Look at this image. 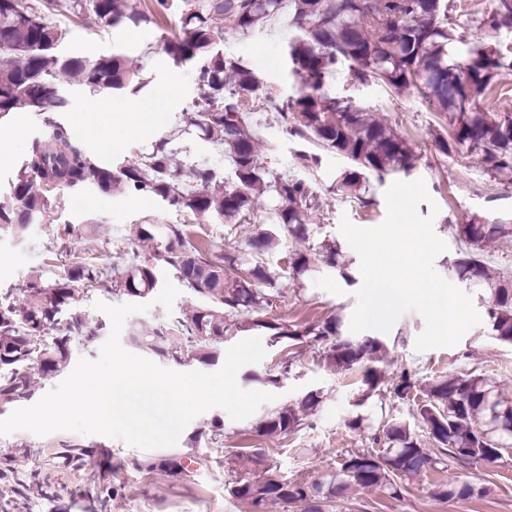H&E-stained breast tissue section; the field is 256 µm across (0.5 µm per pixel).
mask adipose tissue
<instances>
[{"label": "adipose tissue", "mask_w": 512, "mask_h": 512, "mask_svg": "<svg viewBox=\"0 0 512 512\" xmlns=\"http://www.w3.org/2000/svg\"><path fill=\"white\" fill-rule=\"evenodd\" d=\"M159 118L160 105L156 102L131 104L113 113L94 106L83 116V129L91 149L98 152L105 148L100 140L102 131H112L119 137L141 135Z\"/></svg>", "instance_id": "adipose-tissue-1"}]
</instances>
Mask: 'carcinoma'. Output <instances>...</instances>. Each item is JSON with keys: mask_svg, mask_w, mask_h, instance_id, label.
Returning <instances> with one entry per match:
<instances>
[{"mask_svg": "<svg viewBox=\"0 0 512 512\" xmlns=\"http://www.w3.org/2000/svg\"><path fill=\"white\" fill-rule=\"evenodd\" d=\"M288 4L295 34L288 42L292 72L301 88L297 96L279 99L262 80L239 61L213 51L228 29L246 34ZM63 0H0V119L17 110L50 113L67 106L63 86L78 83L90 91L111 95L139 89L140 78L120 55L84 60L59 53V32L46 17ZM74 14L96 17L117 25L123 20L156 22L176 9L179 33L167 51L175 64L197 57L199 101L187 114L185 127L200 132L224 151L235 181L204 164L187 166L178 150L162 139L133 162L104 165L68 130L47 119L51 133L33 142L27 162L18 171L10 196L0 199V228L22 236L29 225L43 219L60 202L64 188L92 186L115 191L150 193L192 221L186 224H132L128 237L152 245L153 256L119 253L110 265H100L92 245L71 247L69 231L56 234L62 267L56 280L45 284L34 273L22 289L24 306L0 296V406L32 399L41 382L63 373L72 345L89 343L98 335L90 321L70 312L78 287L118 292L145 300L159 288L165 265L175 269L185 288L207 300L183 317L155 328L133 324L129 342L137 349L177 364H212L224 348L231 329L227 321L240 317L245 328L271 332L270 340L317 344L324 358L338 370L363 369L367 390L376 389L381 373L370 366L385 345L372 337L344 336L341 322L329 316L314 323H275L266 317L282 296L277 278L261 262L280 237L306 239L310 216L321 206L314 183L302 177L274 175L259 160L260 139L252 114L272 112L273 119L293 138L334 153L347 161L335 190L363 207L372 200L362 194L368 175L382 180L414 168L415 151L409 140L352 96L324 91L336 67L348 64L351 81L381 83L396 93L414 89L444 114L448 132L436 134L439 149L450 155L461 148L479 151V162L492 175L512 173V113L480 107L495 89L497 77L512 70V43H474L464 39L452 22L449 0H152L139 10L130 0H68ZM471 25L502 29L512 34V0H495V7L471 14ZM466 46L455 56L447 47ZM276 203L275 227L270 229L257 212V200ZM219 216L226 224H253L246 249L222 253L204 236L203 222ZM463 251L456 263L459 275L490 296L491 328L503 342L512 343V287L490 273L482 244L509 231L500 224H458ZM312 267L311 253L288 257V269L300 277ZM416 382L403 374L392 384L394 395L408 399ZM320 396L310 391L260 420L262 436L284 439L306 425ZM420 422L444 455L461 461L494 463L512 448V402L479 376H441L428 387L417 410ZM387 445L350 451L337 471L312 482L287 481L268 461L264 448H249L250 457L265 465L258 480L236 482L232 493L248 512L282 502L300 512H328L332 503L349 497L356 487H382L401 493L397 480L421 471L431 458L409 425L387 423L373 437ZM185 456L171 455L146 470L185 468ZM12 459L0 460V502L42 496V486L14 476ZM474 489L455 483L440 484V499H467Z\"/></svg>", "mask_w": 512, "mask_h": 512, "instance_id": "obj_1", "label": "carcinoma"}]
</instances>
